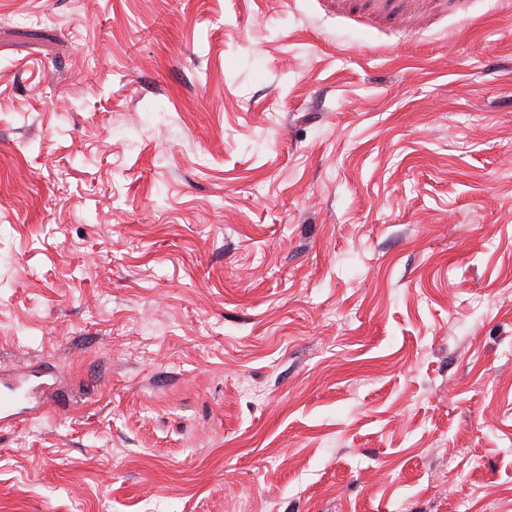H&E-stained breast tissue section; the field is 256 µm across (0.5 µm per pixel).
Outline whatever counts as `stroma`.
Returning <instances> with one entry per match:
<instances>
[{"mask_svg":"<svg viewBox=\"0 0 512 512\" xmlns=\"http://www.w3.org/2000/svg\"><path fill=\"white\" fill-rule=\"evenodd\" d=\"M0 512H512V0H0Z\"/></svg>","mask_w":512,"mask_h":512,"instance_id":"35a3bbf8","label":"stroma"}]
</instances>
